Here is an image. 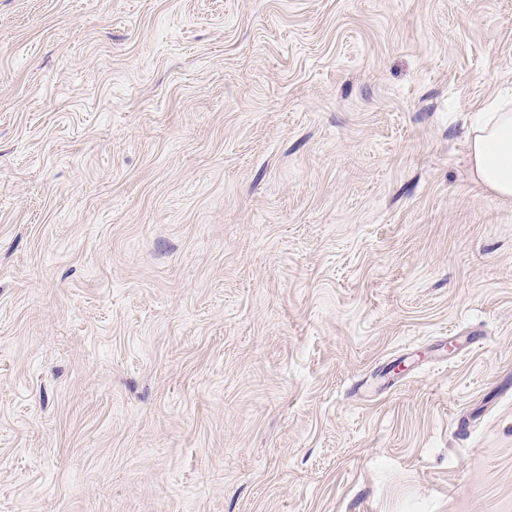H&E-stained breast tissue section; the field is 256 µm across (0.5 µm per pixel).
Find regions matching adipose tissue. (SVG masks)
I'll use <instances>...</instances> for the list:
<instances>
[{
	"label": "adipose tissue",
	"mask_w": 512,
	"mask_h": 512,
	"mask_svg": "<svg viewBox=\"0 0 512 512\" xmlns=\"http://www.w3.org/2000/svg\"><path fill=\"white\" fill-rule=\"evenodd\" d=\"M468 143L476 181L496 198L512 200V91L478 111Z\"/></svg>",
	"instance_id": "obj_1"
}]
</instances>
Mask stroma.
<instances>
[{"mask_svg": "<svg viewBox=\"0 0 512 512\" xmlns=\"http://www.w3.org/2000/svg\"><path fill=\"white\" fill-rule=\"evenodd\" d=\"M512 0H0V512H512ZM468 143L476 181L496 198L512 200V91L477 112Z\"/></svg>", "mask_w": 512, "mask_h": 512, "instance_id": "1", "label": "stroma"}]
</instances>
